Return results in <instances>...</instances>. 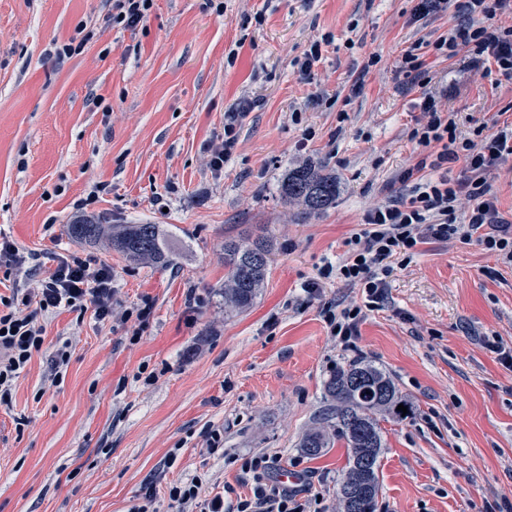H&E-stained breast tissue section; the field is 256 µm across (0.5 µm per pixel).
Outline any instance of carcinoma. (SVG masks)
Listing matches in <instances>:
<instances>
[{
  "label": "carcinoma",
  "mask_w": 512,
  "mask_h": 512,
  "mask_svg": "<svg viewBox=\"0 0 512 512\" xmlns=\"http://www.w3.org/2000/svg\"><path fill=\"white\" fill-rule=\"evenodd\" d=\"M285 201L296 202L305 213L318 214L336 202V177L310 166L293 169L282 184ZM70 236L89 243L107 238L112 248L133 262L169 264L168 250L158 224H69ZM273 243L258 238L251 242L224 243V304L238 310L253 304L268 271ZM326 405L319 415L322 427L301 439V452L320 456L336 441L348 451V463L337 490L339 512H376L381 484L379 458L383 448L380 419L405 418L412 406L381 368L354 362L336 369L325 385ZM407 412L397 410L398 405Z\"/></svg>",
  "instance_id": "carcinoma-1"
}]
</instances>
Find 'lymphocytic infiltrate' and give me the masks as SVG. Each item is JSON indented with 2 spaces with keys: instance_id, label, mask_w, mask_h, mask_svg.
Segmentation results:
<instances>
[{
  "instance_id": "1",
  "label": "lymphocytic infiltrate",
  "mask_w": 512,
  "mask_h": 512,
  "mask_svg": "<svg viewBox=\"0 0 512 512\" xmlns=\"http://www.w3.org/2000/svg\"><path fill=\"white\" fill-rule=\"evenodd\" d=\"M509 10L512 0H417L411 19L454 13L458 23L432 42L435 53L450 59L468 50L474 61L494 65L512 79V26L498 23ZM418 108L421 117L410 139L419 159L402 175L403 181L413 184L409 195L369 211L365 229L347 240L345 258L325 264L318 272L319 280L363 288L369 304L375 306L386 299L393 261L410 260L429 239L474 241L487 254L512 263V223L501 217L487 179L491 170L512 158V124L466 138L458 135L453 113L442 109L434 95L422 94ZM250 110V103L241 102L225 113L223 138L206 146L213 168L223 167L237 143V128ZM458 161L464 163L467 175L450 178L448 166ZM463 198L471 209L461 217L457 204ZM86 302L94 306L98 319L112 318V271L94 257L75 253L58 260L36 293L23 295L18 302L0 301V402L8 401L15 378L43 346L38 314ZM270 468L264 455L246 461L244 469L254 481L252 494L237 500L229 512H306L292 491L266 484Z\"/></svg>"
}]
</instances>
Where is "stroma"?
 I'll list each match as a JSON object with an SVG mask.
<instances>
[{"label":"stroma","instance_id":"1","mask_svg":"<svg viewBox=\"0 0 512 512\" xmlns=\"http://www.w3.org/2000/svg\"><path fill=\"white\" fill-rule=\"evenodd\" d=\"M221 2L154 0L145 24L123 28L112 0H0V237L34 255L0 270V296L37 287L76 251L111 267L123 307L153 304L137 337L135 321L90 307L40 317L44 344L0 403V512H134L149 489L155 512H178L170 486L196 477L201 498L229 505L250 495L242 466L259 455L270 483L294 473L300 503L337 512L344 444L313 459L298 444L332 371L360 359L413 407L381 423L376 512H512V366L490 347H512V266L473 241L430 240L395 266L380 307L336 280L305 290L369 210L409 193L422 93L470 137L512 118V81L464 52H427V85L405 76L404 51L453 24L411 22L415 0ZM328 33L302 75L295 59ZM71 42L78 53L52 55ZM243 99L238 143L213 170L204 147ZM304 164L336 178L317 215L281 196ZM87 216L161 225L172 264L71 238ZM260 236L273 242L264 286L248 310L225 307L224 243ZM336 303L362 309L349 350L324 321ZM214 429L223 449L209 455Z\"/></svg>","mask_w":512,"mask_h":512}]
</instances>
